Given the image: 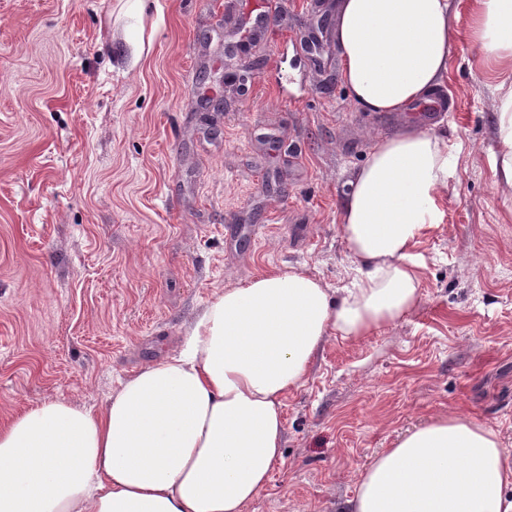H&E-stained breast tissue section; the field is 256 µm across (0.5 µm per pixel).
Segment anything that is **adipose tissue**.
Listing matches in <instances>:
<instances>
[{"mask_svg":"<svg viewBox=\"0 0 512 512\" xmlns=\"http://www.w3.org/2000/svg\"><path fill=\"white\" fill-rule=\"evenodd\" d=\"M456 0H342L343 83L367 112L430 102L456 47ZM482 66L512 73V0H475ZM497 184L512 197V85L494 105ZM452 156L411 124L374 138L340 203L353 260L334 290L301 267L217 292L177 354L98 409L44 400L0 424V512H245L282 457L283 401L327 339L361 341L420 301L414 252L440 224ZM350 512H512V447L459 414L407 431L363 470Z\"/></svg>","mask_w":512,"mask_h":512,"instance_id":"ef3b65f1","label":"adipose tissue"}]
</instances>
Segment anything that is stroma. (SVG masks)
Masks as SVG:
<instances>
[{"label":"stroma","instance_id":"35a3bbf8","mask_svg":"<svg viewBox=\"0 0 512 512\" xmlns=\"http://www.w3.org/2000/svg\"><path fill=\"white\" fill-rule=\"evenodd\" d=\"M339 5L0 0V422L43 400L102 406L225 287L288 265L345 285L348 173L407 117L352 103ZM458 11L440 99L462 153L443 223L417 238L420 301L326 341L246 512H349L363 469L440 414L512 444V200L471 0ZM204 68L223 111L201 107Z\"/></svg>","mask_w":512,"mask_h":512}]
</instances>
